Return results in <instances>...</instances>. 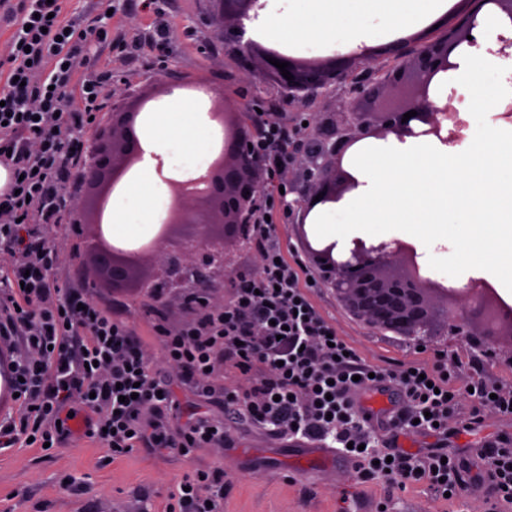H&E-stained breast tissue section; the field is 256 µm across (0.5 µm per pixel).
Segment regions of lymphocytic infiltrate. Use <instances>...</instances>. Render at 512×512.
Wrapping results in <instances>:
<instances>
[{
  "label": "lymphocytic infiltrate",
  "instance_id": "1",
  "mask_svg": "<svg viewBox=\"0 0 512 512\" xmlns=\"http://www.w3.org/2000/svg\"><path fill=\"white\" fill-rule=\"evenodd\" d=\"M92 5L66 11L64 0H0V26L10 37L0 53V165L11 179L0 191V343L24 345L29 357L11 363L12 409L0 412V450L27 444L59 447L87 438L112 455L144 449L189 455L227 442L230 424L250 423L274 435L319 444L349 459L360 481L387 478L425 483L435 496L484 492V512L512 503V437L484 441L476 460L449 455L448 425L467 432L481 424L484 407L512 415V392L492 393L482 382L454 385L447 356L430 362L392 360L371 365L349 352L302 284L310 265L299 248L284 249L274 205L257 213L250 244L255 275L234 283L218 311L188 297L190 321L170 327L160 302L146 318L167 362L179 367L199 396L215 388L217 364L263 373L245 392L225 390V423L203 412L178 428L170 384L145 361L135 326L97 299L103 285L85 268L66 269L52 236L71 223L68 201L78 191L75 173L85 162L88 133L124 84L122 70L101 61L149 57L166 45L167 28L127 37L112 34L110 14ZM259 148L270 181L287 156L296 127L279 112L256 113ZM392 391L378 412L361 395ZM431 437L409 452L400 437ZM224 471L216 467L183 477L174 496L180 512H223Z\"/></svg>",
  "mask_w": 512,
  "mask_h": 512
}]
</instances>
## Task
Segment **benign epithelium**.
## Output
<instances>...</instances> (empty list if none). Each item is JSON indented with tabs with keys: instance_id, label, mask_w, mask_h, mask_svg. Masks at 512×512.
Returning <instances> with one entry per match:
<instances>
[{
	"instance_id": "obj_1",
	"label": "benign epithelium",
	"mask_w": 512,
	"mask_h": 512,
	"mask_svg": "<svg viewBox=\"0 0 512 512\" xmlns=\"http://www.w3.org/2000/svg\"><path fill=\"white\" fill-rule=\"evenodd\" d=\"M216 34L234 56L239 81L252 85L263 77L296 97L336 93V104L311 110L301 117L288 144V166L280 175L284 194L278 205L292 213L298 237L319 279L330 285L355 317L371 327H391L400 335L424 344L434 336H481L491 363H512V306L487 286L473 281L465 288H447L423 275L417 253L398 241L355 239L338 250L306 231V221L318 205L332 206L359 182L347 170L348 151L369 139L392 135L435 137L445 143L463 139L466 123L454 102L464 95L451 90L444 99L430 94L437 77L457 68L456 50L471 40L477 18L489 4L512 21V0H461L466 4L459 23L448 29V18L436 26L395 43L360 54L300 58L244 38L250 11L264 8L261 0H214ZM288 63L293 79L283 77L268 59ZM191 84L159 75L148 91L125 94L107 120L90 132L88 161L78 172L82 193L70 200L75 225L85 239V250L103 270L112 289L135 286L160 291L183 301L194 292L205 306H218L224 291V272L232 271L233 251L249 242L256 210L266 201L263 158L256 147L257 129L249 119L255 105L277 112L262 100L234 98L208 88L210 120L223 132V143L211 155L206 175L196 179H165L168 204L153 238L127 246L113 244L105 235L104 216L113 192L142 159L143 115L176 88ZM411 110L417 115L402 122ZM322 198H317L318 194Z\"/></svg>"
}]
</instances>
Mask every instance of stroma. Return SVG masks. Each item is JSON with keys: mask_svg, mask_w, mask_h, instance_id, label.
<instances>
[{"mask_svg": "<svg viewBox=\"0 0 512 512\" xmlns=\"http://www.w3.org/2000/svg\"><path fill=\"white\" fill-rule=\"evenodd\" d=\"M213 9L211 0H165L159 15L132 13L114 18V25L130 30L144 32L156 24L168 25L171 30L164 67H147L137 59L124 63L127 89L147 86L165 70L178 80H209L241 94L230 51L214 32ZM308 294L366 363L425 361L431 352L444 351L458 384L482 378L488 385L512 390V364L483 373L476 361L484 350L469 338L441 337L421 350L355 320L326 284H317ZM118 298L135 323L157 375L170 383L176 395L174 423H184L192 413L204 411L214 420H223L222 393H214L208 400L200 398L191 386L181 384L177 371L164 362L143 318L150 294L126 290L119 292ZM233 431L234 447L199 448L187 457L146 451L115 457L100 443L87 439L48 451L32 446L2 452L0 512H174L172 492L181 477L217 466L223 467L229 486L224 512H338L343 503L350 512H483V498L477 489L466 492L462 500L446 501L434 497L423 484L402 488L381 479L361 483L350 463L322 457L319 448L277 439L247 423L234 425ZM498 434L512 436V416L489 412L481 428L449 438L448 450L472 458L484 440Z\"/></svg>", "mask_w": 512, "mask_h": 512, "instance_id": "obj_1", "label": "stroma"}]
</instances>
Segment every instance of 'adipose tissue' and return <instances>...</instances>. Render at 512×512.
<instances>
[{"mask_svg":"<svg viewBox=\"0 0 512 512\" xmlns=\"http://www.w3.org/2000/svg\"><path fill=\"white\" fill-rule=\"evenodd\" d=\"M285 13L267 18L265 25L286 48L309 54L334 45L356 52L375 42L398 39L432 24L448 12L454 0H287ZM475 44L463 45L458 69L441 76L439 90L460 85L470 107L500 108L512 101V56L499 55L502 40L512 39V21L486 7L474 31ZM201 92L180 89L149 113L140 137L144 159L140 168L113 194L104 229L123 245L147 234L166 204L165 179L204 175L206 154L219 149L222 134L202 107Z\"/></svg>","mask_w":512,"mask_h":512,"instance_id":"ef3b65f1","label":"adipose tissue"}]
</instances>
